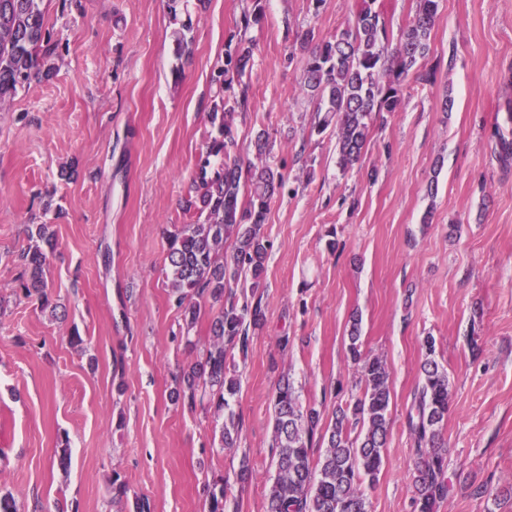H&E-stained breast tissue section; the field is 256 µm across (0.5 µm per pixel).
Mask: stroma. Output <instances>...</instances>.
I'll return each instance as SVG.
<instances>
[{"label":"stroma","mask_w":512,"mask_h":512,"mask_svg":"<svg viewBox=\"0 0 512 512\" xmlns=\"http://www.w3.org/2000/svg\"><path fill=\"white\" fill-rule=\"evenodd\" d=\"M262 5V24L244 32L253 0H44L61 58L0 111V494L22 512H111L117 475L151 512H207L203 486L220 478L238 512H266L272 396L289 378L331 422L360 393L356 315L362 352L391 382L370 512H414L407 415L429 336L451 395V492L438 512H512V165L491 154L512 102V0H440L434 79L409 76L403 106L372 121L345 175L301 90L294 32L329 39L363 0ZM242 37L254 56L249 109L234 116L240 154L254 159L268 133L291 191L262 227L265 320L228 364L240 434L223 451L212 415L173 398L200 355L185 340L206 342L214 313L203 308L184 334L165 232L196 219L184 200L222 97L211 76ZM31 224L55 231L47 281L65 316L16 294Z\"/></svg>","instance_id":"obj_1"}]
</instances>
